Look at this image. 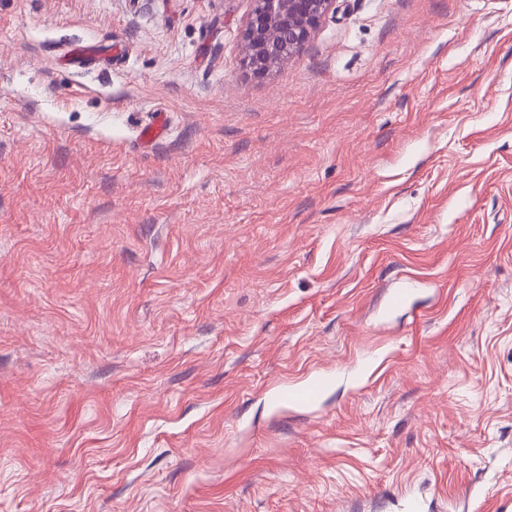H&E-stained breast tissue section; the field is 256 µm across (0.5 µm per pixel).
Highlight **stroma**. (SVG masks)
Returning <instances> with one entry per match:
<instances>
[{
  "mask_svg": "<svg viewBox=\"0 0 512 512\" xmlns=\"http://www.w3.org/2000/svg\"><path fill=\"white\" fill-rule=\"evenodd\" d=\"M250 6L0 0V512H512V0ZM241 33V62L260 77L298 55L336 0H251ZM330 383V378L318 376L300 387H285L280 396L287 401L311 402L318 398Z\"/></svg>",
  "mask_w": 512,
  "mask_h": 512,
  "instance_id": "obj_1",
  "label": "stroma"
}]
</instances>
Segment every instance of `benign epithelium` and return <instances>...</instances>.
<instances>
[{"label":"benign epithelium","mask_w":512,"mask_h":512,"mask_svg":"<svg viewBox=\"0 0 512 512\" xmlns=\"http://www.w3.org/2000/svg\"><path fill=\"white\" fill-rule=\"evenodd\" d=\"M336 0H251L241 33V62L260 77L298 55Z\"/></svg>","instance_id":"1"}]
</instances>
